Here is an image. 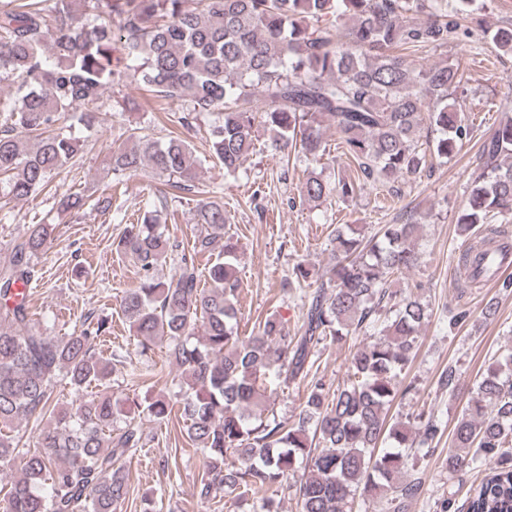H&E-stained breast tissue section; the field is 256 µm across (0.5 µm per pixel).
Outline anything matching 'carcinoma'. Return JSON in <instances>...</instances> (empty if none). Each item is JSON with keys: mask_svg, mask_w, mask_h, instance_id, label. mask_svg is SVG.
<instances>
[{"mask_svg": "<svg viewBox=\"0 0 512 512\" xmlns=\"http://www.w3.org/2000/svg\"><path fill=\"white\" fill-rule=\"evenodd\" d=\"M473 3L198 0L190 8L187 0H0V82L12 80L18 91L0 95V184L9 198L26 199L74 164L83 141L59 122L93 130L106 91L125 77L158 98L188 102L173 120L182 128L213 116L209 158L227 175L253 152L256 125L282 156L299 148L321 161L323 124L330 121L357 177L331 182L311 171L302 197L344 199L366 185L396 194L400 184L423 176L427 154L448 161L470 135L463 112L449 102V90L462 82L459 68L439 62L417 69L401 52L451 42L479 50L488 39L512 54V29L479 34L468 25ZM89 13L113 19L81 24ZM257 94L260 108L250 106ZM132 138V147L107 160L114 180L148 167L176 190L195 188L201 159L181 134L172 131L163 143ZM478 159L457 219L467 239L456 261L460 288L482 287L494 261L512 260L508 238L493 228L512 215V118L485 138ZM196 216L203 232L188 251L164 234L156 209L126 225L113 246L139 268V286L121 305L140 355L164 339L180 371V418L188 439L207 454L200 497L220 490L260 495L266 512H276L275 497L292 488L302 512H408L419 487L405 480L411 452L443 434L430 412L411 423L388 419L428 319L420 299L391 289L392 277L420 262V224L412 217L386 224L376 239L356 224L336 227L334 262L308 296L301 335H288L273 313L241 336L237 246L224 232V204L203 202ZM52 231L32 225L0 261V468L23 460L0 512H116L128 493L117 462L144 447L145 438L134 416L112 429L122 412L108 393L114 366L95 350L110 327L89 315L81 330L49 336L16 292L32 280L34 258ZM168 256L175 270L162 281L155 270ZM204 256L205 272L198 266ZM359 333L367 341L347 359L343 385L326 390L311 374L315 353ZM282 377L307 380L292 424L270 409ZM60 379L78 392L92 385L102 391L57 410L51 402ZM439 385L451 398L467 395L451 431L448 480L483 467L468 512H512V352L469 389L451 364ZM145 410L158 423L172 413L164 396L147 401ZM47 414L52 424L39 448L20 447L15 427Z\"/></svg>", "mask_w": 512, "mask_h": 512, "instance_id": "carcinoma-1", "label": "carcinoma"}]
</instances>
